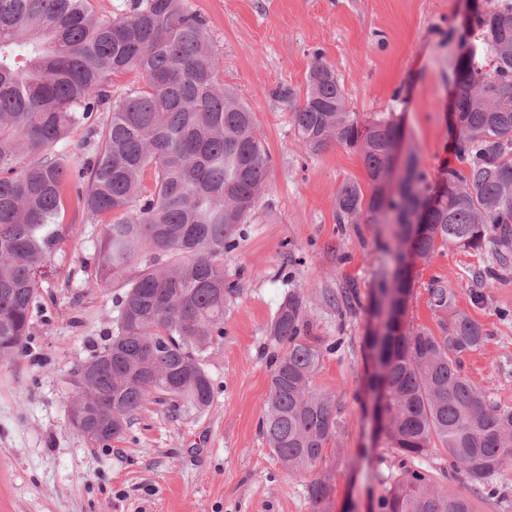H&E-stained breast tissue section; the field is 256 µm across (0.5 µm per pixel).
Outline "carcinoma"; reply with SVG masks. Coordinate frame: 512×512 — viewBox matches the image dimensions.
I'll return each instance as SVG.
<instances>
[{
  "instance_id": "cac0c4a2",
  "label": "carcinoma",
  "mask_w": 512,
  "mask_h": 512,
  "mask_svg": "<svg viewBox=\"0 0 512 512\" xmlns=\"http://www.w3.org/2000/svg\"><path fill=\"white\" fill-rule=\"evenodd\" d=\"M107 19L94 0H0V361L19 355L40 296L37 276L59 249L69 207L82 223L103 225L95 268L107 287L124 288L105 347L74 372L68 417L95 443L121 438L152 395L173 410L203 412L212 399L204 362L224 335V250L268 191L270 156L255 115L218 76L204 20L183 0H127ZM457 89L454 148L459 165L434 184L416 155L398 187L386 180L400 137L394 114L359 121L344 86L317 51L292 122L317 152L331 143L355 151L369 193L347 182L336 199L340 224H387L405 255L383 245L392 269L380 273L369 304L391 306L383 338L365 337L382 368L378 436L411 461L442 448L454 475L495 493L493 477L512 459V408L461 373L460 356L484 344L483 327L463 313L440 336L403 316L413 259L453 244L492 249L501 268L512 254V0H481L470 24L448 29ZM140 84L116 96L128 72ZM85 136L70 143L74 130ZM152 173V183L146 174ZM433 305L453 309L448 288ZM299 293L280 304L270 333L276 358L262 431L281 464L305 474L336 439V400L313 385L322 353L306 334ZM100 365L95 379L84 371ZM327 478L309 485L321 507ZM377 512H473L470 500L424 471L401 466Z\"/></svg>"
}]
</instances>
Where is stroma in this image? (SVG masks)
<instances>
[{"label": "stroma", "instance_id": "35a3bbf8", "mask_svg": "<svg viewBox=\"0 0 512 512\" xmlns=\"http://www.w3.org/2000/svg\"><path fill=\"white\" fill-rule=\"evenodd\" d=\"M208 22L220 75L256 115L271 156L267 193L224 254L237 291L224 333L205 357L212 401L199 414L150 400L124 435L98 444L68 422L72 373L112 338L120 285L95 277L97 224H77L47 262L31 334L14 362L0 363V512H316L312 479L329 477V512H373L399 472L393 449L372 434L370 363L363 339L374 318L373 282L388 258L383 224L336 221V196L366 185L358 155L339 145L309 151L289 97L303 98L314 51L341 79L360 119L392 112L405 150L429 179L456 166L448 112L452 51L445 35L471 14V0H184ZM491 254L444 246L412 267L405 322L440 333L448 311L431 303L438 282L455 307L488 333L464 353L462 370L499 405L512 407V268L483 276ZM356 286L357 302L346 301ZM303 296L313 343L323 354L314 377L339 411L335 442L307 475L289 474L261 431L273 363L282 352L269 325L284 298ZM439 484L470 497L476 512H512V463L497 493L449 481L444 450L420 458Z\"/></svg>", "mask_w": 512, "mask_h": 512}]
</instances>
